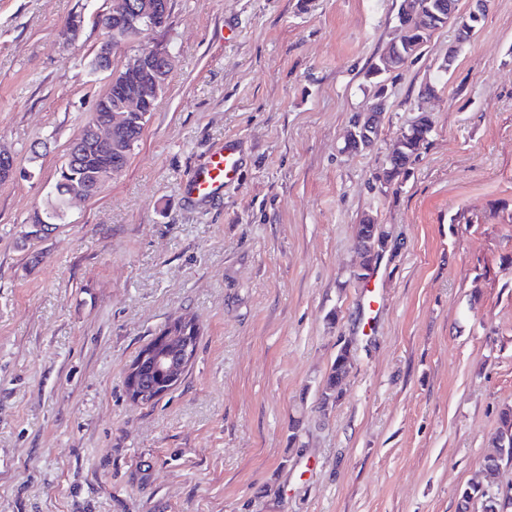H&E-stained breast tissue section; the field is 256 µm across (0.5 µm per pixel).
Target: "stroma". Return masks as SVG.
Masks as SVG:
<instances>
[{
	"mask_svg": "<svg viewBox=\"0 0 512 512\" xmlns=\"http://www.w3.org/2000/svg\"><path fill=\"white\" fill-rule=\"evenodd\" d=\"M401 3L169 0L149 38L173 69L138 146L32 237L109 88L91 62L112 2L0 0V512H457L512 406V0L449 69L451 23L385 74L374 146L344 153ZM423 112L425 145L381 185ZM228 137L238 184L184 204ZM368 215L387 244L370 332L353 277ZM184 313L187 375L132 404L131 364ZM344 345L346 391L319 413Z\"/></svg>",
	"mask_w": 512,
	"mask_h": 512,
	"instance_id": "stroma-1",
	"label": "stroma"
}]
</instances>
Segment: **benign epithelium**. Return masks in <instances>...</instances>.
<instances>
[{"instance_id": "1", "label": "benign epithelium", "mask_w": 512, "mask_h": 512, "mask_svg": "<svg viewBox=\"0 0 512 512\" xmlns=\"http://www.w3.org/2000/svg\"><path fill=\"white\" fill-rule=\"evenodd\" d=\"M448 12V2L441 0L436 9L423 13L413 0H406L402 15L411 18L418 30L428 32L433 29L442 15ZM169 21L168 0H149L134 4L131 0H112L111 10L100 19L105 38L95 55L96 71L112 68V56L131 41L141 40L142 33L155 31L166 26ZM173 63V53L164 43L151 41L144 43L137 52L126 58L120 70L113 73L110 85L142 83L146 91L155 95L166 87ZM385 109L384 100L375 102L365 118L353 121L347 136V143L356 144L357 150L371 148L375 141L380 114ZM144 111V95L139 90L129 91L115 103L104 107V115L93 114V120L85 125L81 136L72 144L65 158V164L74 165L90 147L110 150L112 140L118 138L131 126V113ZM137 368L128 371L130 394L141 405L152 403L157 395L138 385Z\"/></svg>"}]
</instances>
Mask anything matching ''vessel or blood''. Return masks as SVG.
<instances>
[{
    "label": "vessel or blood",
    "mask_w": 512,
    "mask_h": 512,
    "mask_svg": "<svg viewBox=\"0 0 512 512\" xmlns=\"http://www.w3.org/2000/svg\"><path fill=\"white\" fill-rule=\"evenodd\" d=\"M244 164L239 139H226L223 146L209 152L184 187L185 198L192 203L208 201L224 188L234 185Z\"/></svg>",
    "instance_id": "obj_1"
}]
</instances>
